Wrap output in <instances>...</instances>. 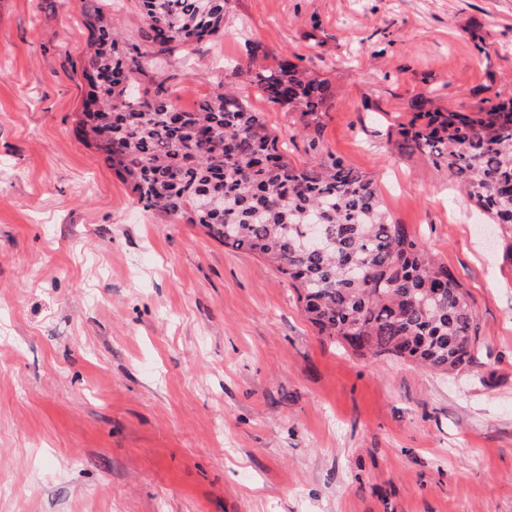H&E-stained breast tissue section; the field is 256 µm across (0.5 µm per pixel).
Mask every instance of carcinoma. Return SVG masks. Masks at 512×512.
I'll list each match as a JSON object with an SVG mask.
<instances>
[{"label":"carcinoma","instance_id":"carcinoma-1","mask_svg":"<svg viewBox=\"0 0 512 512\" xmlns=\"http://www.w3.org/2000/svg\"><path fill=\"white\" fill-rule=\"evenodd\" d=\"M139 41H127L97 2L80 69L88 92L76 127L137 202L197 225L224 247L262 258L297 294L320 335L360 356L406 358L436 372L480 365L476 315L448 266L391 221L376 179L324 152L329 81L284 56L258 63V46L232 76L298 115L310 159L296 164L234 88L184 111L165 79L147 76L141 46L161 58L224 29L229 0H138ZM389 140L420 154L481 209L512 227V96L459 107L416 94Z\"/></svg>","mask_w":512,"mask_h":512}]
</instances>
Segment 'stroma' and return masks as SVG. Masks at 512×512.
Returning a JSON list of instances; mask_svg holds the SVG:
<instances>
[{
  "label": "stroma",
  "instance_id": "35a3bbf8",
  "mask_svg": "<svg viewBox=\"0 0 512 512\" xmlns=\"http://www.w3.org/2000/svg\"><path fill=\"white\" fill-rule=\"evenodd\" d=\"M85 2L0 0V512H512V228L386 139L413 95L512 94V0H231L142 57L187 111L255 44L329 79L325 151L469 294L457 375L330 343L263 259L137 203L76 133Z\"/></svg>",
  "mask_w": 512,
  "mask_h": 512
}]
</instances>
